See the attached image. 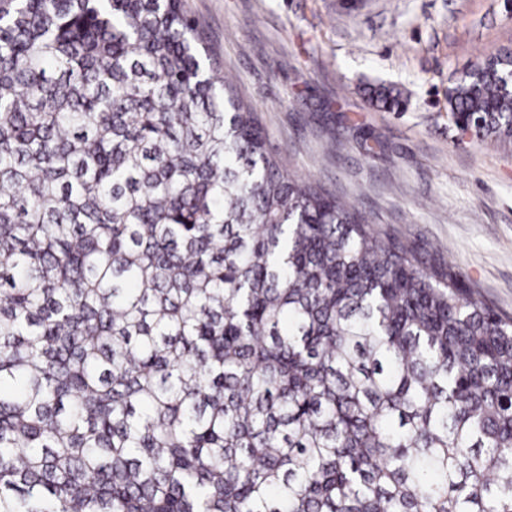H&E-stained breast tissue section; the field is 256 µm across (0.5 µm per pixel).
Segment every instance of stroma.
<instances>
[{
  "mask_svg": "<svg viewBox=\"0 0 512 512\" xmlns=\"http://www.w3.org/2000/svg\"><path fill=\"white\" fill-rule=\"evenodd\" d=\"M293 176L460 271L512 317V141L464 134L448 88L512 48L506 0H183ZM406 90L404 111L364 90Z\"/></svg>",
  "mask_w": 512,
  "mask_h": 512,
  "instance_id": "35a3bbf8",
  "label": "stroma"
}]
</instances>
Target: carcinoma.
Segmentation results:
<instances>
[{
	"instance_id": "obj_1",
	"label": "carcinoma",
	"mask_w": 512,
	"mask_h": 512,
	"mask_svg": "<svg viewBox=\"0 0 512 512\" xmlns=\"http://www.w3.org/2000/svg\"><path fill=\"white\" fill-rule=\"evenodd\" d=\"M448 112L511 140L507 69ZM0 512H512V320L288 174L182 0H0Z\"/></svg>"
}]
</instances>
